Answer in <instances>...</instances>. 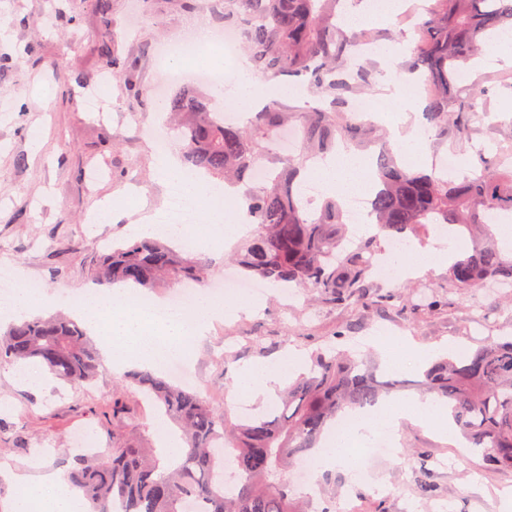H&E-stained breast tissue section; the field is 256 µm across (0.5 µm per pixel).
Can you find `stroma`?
I'll list each match as a JSON object with an SVG mask.
<instances>
[{
	"mask_svg": "<svg viewBox=\"0 0 512 512\" xmlns=\"http://www.w3.org/2000/svg\"><path fill=\"white\" fill-rule=\"evenodd\" d=\"M214 0H112L101 19L96 0H0L7 31L0 39V266L14 268L19 283L34 282L67 311L89 293L106 294L92 269L103 259L104 242L135 239L143 216H162L166 182L146 135L159 125L163 106L153 88L155 50L185 35L196 21L220 26ZM114 48L131 65L128 77L99 83L106 69L91 57L95 45ZM65 69H57V59ZM503 67L491 63L477 76L480 86L498 90L482 105L488 121L472 120L471 145L454 137L425 138L424 158L454 153L474 159L512 156V83L501 85ZM100 88L112 106L111 117L89 112L84 89ZM112 220L94 222L101 205ZM447 265L423 269L401 287L378 285V295L359 304L330 306L297 292L282 299L269 289L251 313L215 324L197 347L191 363L201 377L198 390L210 406L230 419L264 406L240 399L225 371L261 359L263 348L305 352L339 337L356 357L380 362L366 337H405L439 351L447 345L470 351L512 338V288L495 285L459 291L448 288ZM441 305L425 306L431 292ZM32 367L0 365V512H10L15 473L62 472L80 447L71 441L82 430L104 452L112 435L127 442H156V412L123 374L102 367L83 389L42 373L32 382ZM122 394L134 408L133 427L112 428V396ZM401 456L377 466L373 480L351 481L340 468L316 474L313 512L329 506L341 512H506L512 503V470L484 463L460 434L445 435L433 424L400 420Z\"/></svg>",
	"mask_w": 512,
	"mask_h": 512,
	"instance_id": "obj_1",
	"label": "stroma"
}]
</instances>
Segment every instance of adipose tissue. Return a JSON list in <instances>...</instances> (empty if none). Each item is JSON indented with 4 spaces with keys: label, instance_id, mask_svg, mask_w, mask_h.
<instances>
[{
    "label": "adipose tissue",
    "instance_id": "ef3b65f1",
    "mask_svg": "<svg viewBox=\"0 0 512 512\" xmlns=\"http://www.w3.org/2000/svg\"><path fill=\"white\" fill-rule=\"evenodd\" d=\"M158 173L162 179L180 182L186 195L196 201L218 192L223 194L225 206H211L205 212L215 233V247L231 248L246 234L245 224L240 223L236 210L229 206L230 201L239 197L237 188L227 185L215 189L205 176L188 171L169 154L159 156ZM305 175L319 181L327 194L340 200L371 185L363 159L346 151L340 152L337 158L317 161L306 169ZM228 310L227 303L213 301L205 295L200 296L189 313L162 308L157 302L143 306L121 288L92 297L87 306L91 327L101 337L104 353L116 373L133 368L158 369V360L162 357L190 358L195 345L213 322L223 320ZM302 364L303 357L296 351L243 364L235 375V388L250 401L267 399L276 389L284 387ZM405 418L432 421L445 431L450 428L447 404L431 397L416 398L395 402L375 418L359 417L342 438L364 440L378 428L396 429ZM15 485L12 512H87L81 492L62 474L40 477L19 474Z\"/></svg>",
    "mask_w": 512,
    "mask_h": 512
}]
</instances>
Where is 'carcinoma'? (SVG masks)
<instances>
[{
	"mask_svg": "<svg viewBox=\"0 0 512 512\" xmlns=\"http://www.w3.org/2000/svg\"><path fill=\"white\" fill-rule=\"evenodd\" d=\"M344 0H224V26L245 43L252 71L267 81L304 77L328 108L296 109L271 103L243 126L226 123L194 93L170 98L168 131L184 145V163L234 185L247 178L246 212L256 224L236 262L245 277L309 288L328 305L366 298L370 260L379 238L403 241L447 227L470 245L448 267V281L460 290L490 281L512 283V256L494 241L496 211L512 212V174L477 156L475 172L446 177L398 165L378 126L356 118L350 95L371 84L372 71L349 64L348 49L361 40L378 42L373 29L347 34L336 24ZM512 28V0H429L415 31L410 71L424 77L428 132L455 128L458 143L470 139L466 116L478 111L490 88L458 87L460 67L477 58L484 44ZM300 130L298 149H275L288 130ZM348 140L380 143L374 195L378 234L350 252L337 253L347 238L338 203L315 212L302 200L301 170L336 153ZM267 172L250 181L252 170ZM204 264L190 251L158 237L125 241L93 270L106 284L145 290L203 280ZM309 371L279 393L274 410L232 425L194 389L170 383L162 373L133 375L148 401L175 423L178 462L170 467L143 446L112 438L103 458L77 456L66 476L82 489L93 512H307L285 475L301 463L315 466L322 435L347 410L378 404L403 388L335 349H317ZM37 362L62 381L91 384L100 365L96 344L74 319L23 316L0 330V364ZM415 389L448 401L456 426L480 449L489 465L512 469V340L484 345L460 359L432 361ZM130 406L112 401V431L132 424Z\"/></svg>",
	"mask_w": 512,
	"mask_h": 512,
	"instance_id": "obj_1",
	"label": "carcinoma"
}]
</instances>
